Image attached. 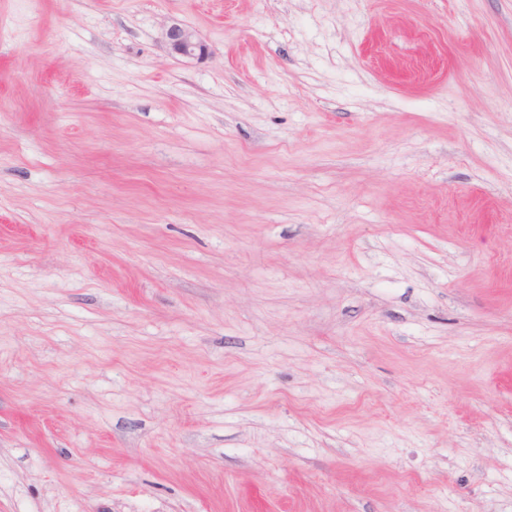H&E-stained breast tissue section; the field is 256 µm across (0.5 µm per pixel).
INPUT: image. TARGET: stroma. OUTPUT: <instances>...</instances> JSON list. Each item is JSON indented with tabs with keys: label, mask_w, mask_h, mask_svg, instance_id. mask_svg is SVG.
I'll list each match as a JSON object with an SVG mask.
<instances>
[{
	"label": "stroma",
	"mask_w": 512,
	"mask_h": 512,
	"mask_svg": "<svg viewBox=\"0 0 512 512\" xmlns=\"http://www.w3.org/2000/svg\"><path fill=\"white\" fill-rule=\"evenodd\" d=\"M0 512H512V0H0ZM163 42L171 53L181 56L202 59L212 54L209 44L198 32L174 20L164 26Z\"/></svg>",
	"instance_id": "obj_1"
}]
</instances>
